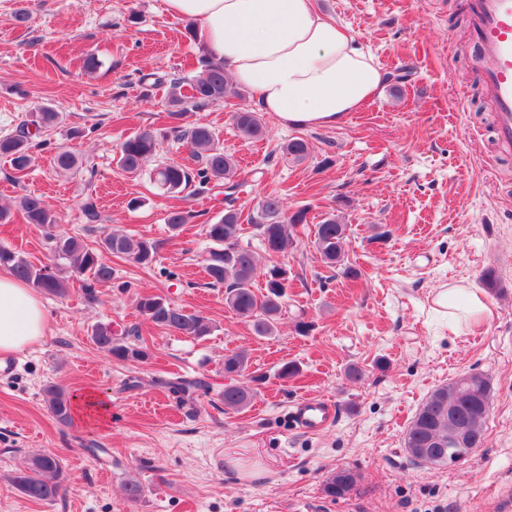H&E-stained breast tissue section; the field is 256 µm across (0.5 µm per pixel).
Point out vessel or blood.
Here are the masks:
<instances>
[{
	"mask_svg": "<svg viewBox=\"0 0 512 512\" xmlns=\"http://www.w3.org/2000/svg\"><path fill=\"white\" fill-rule=\"evenodd\" d=\"M472 35L477 45L474 66L486 86L496 114L498 141L512 146V0H472ZM294 427L314 434L330 427L334 405L317 396L297 401L291 412Z\"/></svg>",
	"mask_w": 512,
	"mask_h": 512,
	"instance_id": "obj_1",
	"label": "vessel or blood"
}]
</instances>
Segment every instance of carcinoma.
<instances>
[{
  "label": "carcinoma",
  "instance_id": "obj_1",
  "mask_svg": "<svg viewBox=\"0 0 512 512\" xmlns=\"http://www.w3.org/2000/svg\"><path fill=\"white\" fill-rule=\"evenodd\" d=\"M168 84L167 102L171 115L180 118L187 112V105L201 107L215 100L239 96V90L228 83L224 64L206 60L202 69L190 82L179 78L157 77L153 85ZM59 113L49 106H38L32 111V119L20 126L14 135L0 137V157L8 159L17 173L31 167L34 149L39 143L29 131V125L37 130L46 129L58 122ZM231 120L241 136L260 139L267 130L260 115L249 109L232 113ZM176 136L191 147L194 166L170 162L149 173L151 181L167 193H181L189 188L204 193L211 185L224 181V215L207 225L206 236L212 247L205 259L209 285L224 288V302L236 315L244 319L254 335L271 336L282 315L287 296L288 279L281 277L282 263L275 257L284 253L292 239L293 229L306 222L307 211L302 208L289 215L283 207L282 195L271 192L259 204L258 220L254 224L261 239L269 264L260 266L253 250L239 244L244 228L242 213L235 207L234 193L241 183L234 180L237 164L231 156L215 144L212 131L203 124L173 128ZM164 136L150 129L126 137L118 146L120 168L132 175L142 173L148 159L162 147ZM282 152L296 162L308 154L305 139L297 137L282 146ZM17 210L25 223L42 228L50 240L51 263L37 266L8 250H0V265L35 288L55 296L66 293V283L56 269L65 266L80 277L85 297L93 299L96 288L112 281V266L105 263L102 254L110 253L144 267L150 266L155 257V245L144 238H134L112 231L101 240L99 248L88 246L78 236L58 237L53 234L58 216L44 199L35 194H25L16 202ZM347 225L335 217H329L316 225L315 243L323 261L340 269L347 279H356L359 270L344 263V243ZM262 278L263 291L255 292V278ZM140 313L157 326L176 330L184 335L200 338L212 331V325L202 315L188 313L158 294H144L137 300ZM92 340L104 351L119 360L138 361L145 352L137 346L112 335L105 327L92 330ZM249 357L239 351L224 356V375L241 376L248 369ZM170 390L182 397L191 396L194 390L204 386L201 379L178 378L168 382ZM45 400L54 419L63 426L72 422L71 396L61 387L51 385L44 391ZM254 393L240 385L224 387L221 397L224 408L241 410L249 406ZM492 403L490 380L478 373L465 374L436 388L417 409L404 434V450L415 464L441 468L448 466V454L460 452L449 440L461 433L467 435V448H480L485 441L484 426ZM66 480L65 470L50 452L34 455L26 469L11 475L16 490L30 500L52 501L57 498ZM357 481L356 474L341 469L326 481L325 492L331 497L349 493Z\"/></svg>",
  "mask_w": 512,
  "mask_h": 512
}]
</instances>
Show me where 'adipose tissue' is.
<instances>
[{
  "instance_id": "adipose-tissue-1",
  "label": "adipose tissue",
  "mask_w": 512,
  "mask_h": 512,
  "mask_svg": "<svg viewBox=\"0 0 512 512\" xmlns=\"http://www.w3.org/2000/svg\"><path fill=\"white\" fill-rule=\"evenodd\" d=\"M195 23L201 52L251 92L259 111L283 126L333 127L379 96L388 74L356 38L321 13L316 0H165ZM436 307L450 325L492 315L486 296L465 285L440 289ZM48 314L39 296L0 273V353L43 338Z\"/></svg>"
}]
</instances>
